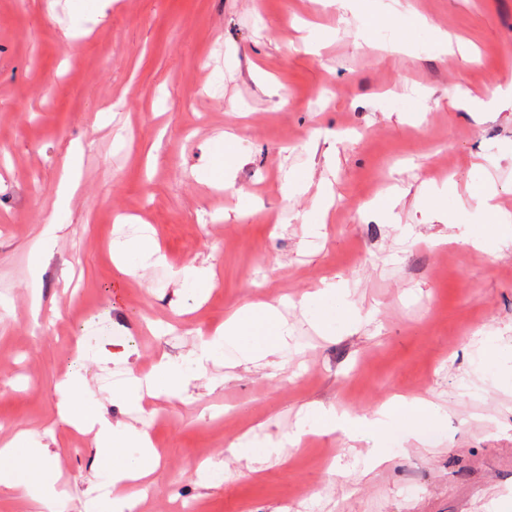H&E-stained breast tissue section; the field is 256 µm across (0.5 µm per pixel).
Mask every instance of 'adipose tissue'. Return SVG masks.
<instances>
[{"label":"adipose tissue","mask_w":512,"mask_h":512,"mask_svg":"<svg viewBox=\"0 0 512 512\" xmlns=\"http://www.w3.org/2000/svg\"><path fill=\"white\" fill-rule=\"evenodd\" d=\"M78 166V154L69 153L65 175L57 190L56 212L42 226L31 252L33 263H40L55 239L58 214L69 205ZM113 260L117 270L130 273L162 264L165 257L154 237L141 235L118 245ZM304 307L325 330L332 329L337 320L354 317L351 307L343 304L340 289L332 283L309 294ZM291 336V328L274 306L245 305L217 328L200 349L180 359L161 355L149 375L143 378L130 375L125 383L113 389L112 398L133 408L140 407L147 394L178 398L187 391L191 381L205 374L209 363L223 359L225 343H234L243 357H266L281 353ZM60 387L66 398L58 406L59 420L93 433L97 448L95 465L105 470L107 479L117 489L114 495L86 500L84 512H126L137 500L136 493L127 491V483L150 476L159 466V455L147 431L132 424L111 423L104 416L89 381L80 374H67ZM440 421V410L431 402L399 398L355 418L326 409L310 410L299 422L296 433L301 436L340 429L352 439L368 432L377 433L380 440L373 446L371 459L381 462L388 456L387 444L403 442L417 427L436 428ZM56 483L50 457L39 441L20 436L0 446V486L30 499L39 512H63L65 496Z\"/></svg>","instance_id":"obj_1"}]
</instances>
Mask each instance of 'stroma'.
I'll list each match as a JSON object with an SVG mask.
<instances>
[{
	"mask_svg": "<svg viewBox=\"0 0 512 512\" xmlns=\"http://www.w3.org/2000/svg\"><path fill=\"white\" fill-rule=\"evenodd\" d=\"M400 2L447 33L448 48L422 35L384 51L388 29L368 18L370 0L344 11L320 0H112L101 14L95 0H0V287L14 307L0 319V441L40 437L70 512L104 480L93 439L78 442L57 418L68 371L87 376L106 417L145 427L161 448L143 512H172L181 497L208 512L512 505V387L475 373L479 336H495L499 356L512 352V231L480 250L468 236L488 221L485 208L470 202L458 215L424 202L446 182L464 198L486 185L512 215V97L491 112L448 104L459 86L493 99L512 77V0ZM101 112L111 124H97ZM224 131L239 146L217 189L196 174ZM73 150L78 185L36 271L30 248ZM289 171L303 186L288 197ZM328 192L311 229L300 216ZM119 215L153 230L166 264L117 271L112 243L132 235ZM189 263L215 272L204 300L177 289ZM327 283L359 318L324 335L302 303ZM259 302L294 331L276 363H240L225 345L224 365L181 400L148 399L137 414L101 388L111 366L146 373ZM82 305L108 326L103 351L85 360L70 354L87 324ZM396 397L425 398L443 419L373 470V436L339 430L304 435L280 457L230 453L273 445L306 407L354 417ZM201 450L223 465V484H201Z\"/></svg>",
	"mask_w": 512,
	"mask_h": 512,
	"instance_id": "1",
	"label": "stroma"
}]
</instances>
